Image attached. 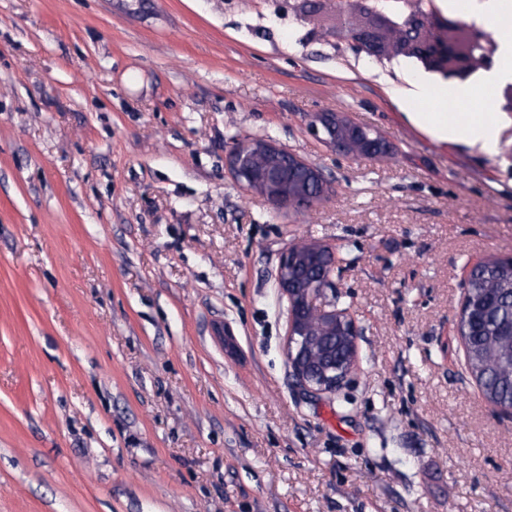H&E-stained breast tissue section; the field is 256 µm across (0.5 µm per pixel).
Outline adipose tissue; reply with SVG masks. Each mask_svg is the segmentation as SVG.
Instances as JSON below:
<instances>
[{
  "label": "adipose tissue",
  "mask_w": 512,
  "mask_h": 512,
  "mask_svg": "<svg viewBox=\"0 0 512 512\" xmlns=\"http://www.w3.org/2000/svg\"><path fill=\"white\" fill-rule=\"evenodd\" d=\"M408 119L437 142L465 144L480 152L492 153L497 139L494 116L471 112H412Z\"/></svg>",
  "instance_id": "adipose-tissue-1"
}]
</instances>
